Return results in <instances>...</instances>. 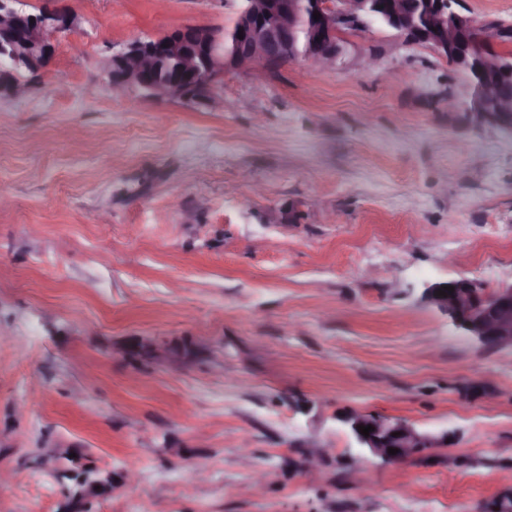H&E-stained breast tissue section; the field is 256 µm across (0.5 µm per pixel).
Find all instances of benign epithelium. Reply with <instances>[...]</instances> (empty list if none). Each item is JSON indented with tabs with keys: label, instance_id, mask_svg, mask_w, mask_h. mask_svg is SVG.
<instances>
[{
	"label": "benign epithelium",
	"instance_id": "1",
	"mask_svg": "<svg viewBox=\"0 0 512 512\" xmlns=\"http://www.w3.org/2000/svg\"><path fill=\"white\" fill-rule=\"evenodd\" d=\"M18 0H0V59H11L6 45L15 38L18 21L33 20L27 42L38 54L51 57L55 47V34L73 27L75 17L67 11L49 10L31 16L16 7ZM440 22L433 35H422L411 19L396 21L399 33L413 44L431 47L437 55L447 60L455 69L469 67L468 50L459 39L460 31H476L479 26L459 10V0H429ZM310 12L320 13L311 20V50L303 56L309 66L326 69L335 66L342 54L341 19L349 20L353 27H365L375 18L362 12V0H309ZM304 11V0H254L251 11L241 14L239 29L243 38L236 39L233 49L224 51L220 41L208 29H202L209 57L205 70L190 68L193 78L187 82L172 81L156 85L153 99L157 102L183 101L211 110H220L224 102L219 97L193 93L203 79H218L227 71L248 73L257 67H274L298 59L294 48V34ZM182 53L176 41L164 43L134 41L123 49L111 52L103 60V75L114 90L138 88L145 84L155 62L167 54ZM512 85V62L497 58H483V76L469 81V93L461 97L448 93L446 105L450 112L468 114L475 125L491 126L512 131V101L497 95V85ZM454 287L444 296L437 291ZM424 302L446 315L464 335L482 347L495 350H512V284L488 287L473 281L459 279L430 283L424 288ZM359 447L367 448L383 462L408 461L425 450L436 447L431 435L418 430L402 420L387 417H369L359 411L342 418ZM372 426L369 436L360 433V427ZM397 454L388 453V449Z\"/></svg>",
	"mask_w": 512,
	"mask_h": 512
}]
</instances>
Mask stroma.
<instances>
[{"mask_svg": "<svg viewBox=\"0 0 512 512\" xmlns=\"http://www.w3.org/2000/svg\"><path fill=\"white\" fill-rule=\"evenodd\" d=\"M238 6L25 2L76 21L0 99V512H61L56 448L126 478L87 512H485L512 490V354L421 294L512 283V133L448 111L464 76L379 24L328 70L226 72L220 112L101 82ZM351 409L438 446L384 463ZM167 44V47H164ZM168 54L182 53L181 46L176 41L152 42L134 41L119 51H112L103 60V75L113 91L126 88H138L145 84L148 73L155 62ZM123 64L122 79L114 70L115 65Z\"/></svg>", "mask_w": 512, "mask_h": 512, "instance_id": "obj_1", "label": "stroma"}]
</instances>
